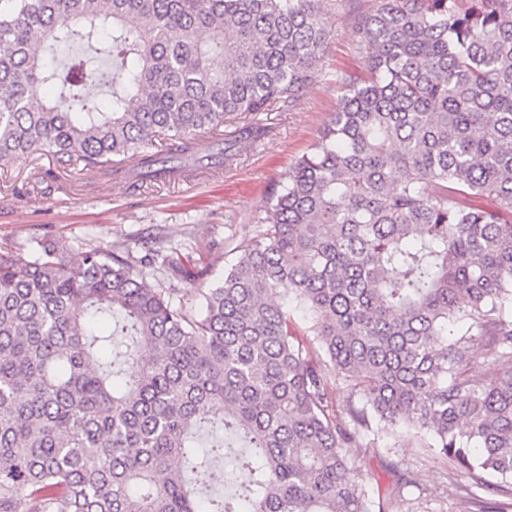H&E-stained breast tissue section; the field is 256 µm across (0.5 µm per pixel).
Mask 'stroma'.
I'll return each mask as SVG.
<instances>
[{
  "mask_svg": "<svg viewBox=\"0 0 512 512\" xmlns=\"http://www.w3.org/2000/svg\"><path fill=\"white\" fill-rule=\"evenodd\" d=\"M320 6L331 33L315 81L290 106L269 113V136L240 144L232 164L190 181L136 186L49 154L13 162L0 167V244L26 264L34 261L39 239L62 240L75 251L133 248L156 239L201 260L206 274L200 285L180 283L178 294L199 312L201 290L222 281L238 246L262 231L269 192L287 183L329 122L340 95L337 74L364 73L356 20L374 11L377 0H321ZM347 456L368 475L369 493L387 489L398 475L410 477L397 512H466L468 495L477 491L466 480L461 491L449 492L446 460L417 438L379 432L370 447L348 449Z\"/></svg>",
  "mask_w": 512,
  "mask_h": 512,
  "instance_id": "stroma-1",
  "label": "stroma"
}]
</instances>
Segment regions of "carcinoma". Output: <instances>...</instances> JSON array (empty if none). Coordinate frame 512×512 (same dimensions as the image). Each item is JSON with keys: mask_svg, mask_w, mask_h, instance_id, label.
I'll use <instances>...</instances> for the list:
<instances>
[{"mask_svg": "<svg viewBox=\"0 0 512 512\" xmlns=\"http://www.w3.org/2000/svg\"><path fill=\"white\" fill-rule=\"evenodd\" d=\"M378 2L365 76H336L199 315L145 273L196 281L189 253L40 240L21 266L0 245V512H200L237 469L211 512H388L345 452L378 426L498 496L472 512H512V0ZM328 34L319 0H0V165L221 168L312 84ZM61 44L81 51L46 66ZM287 295L313 314L301 333Z\"/></svg>", "mask_w": 512, "mask_h": 512, "instance_id": "cac0c4a2", "label": "carcinoma"}]
</instances>
